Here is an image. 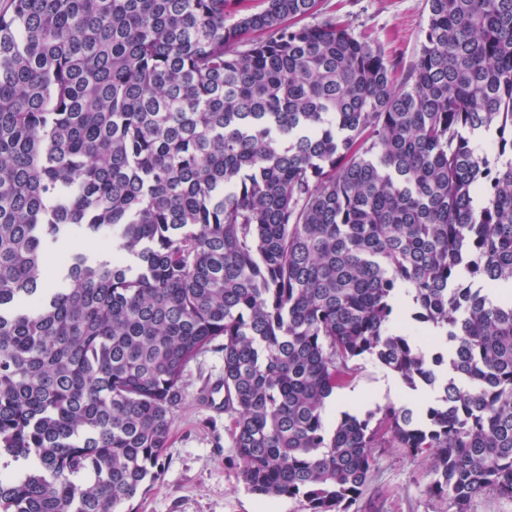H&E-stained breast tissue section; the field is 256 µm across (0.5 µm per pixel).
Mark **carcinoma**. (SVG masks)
<instances>
[{
	"label": "carcinoma",
	"instance_id": "cac0c4a2",
	"mask_svg": "<svg viewBox=\"0 0 512 512\" xmlns=\"http://www.w3.org/2000/svg\"><path fill=\"white\" fill-rule=\"evenodd\" d=\"M244 2L0 10V512H120L218 340L251 493L348 512L391 443L454 512L512 497V0H426L400 83L321 0ZM369 358L436 402L329 422Z\"/></svg>",
	"mask_w": 512,
	"mask_h": 512
}]
</instances>
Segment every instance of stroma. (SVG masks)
<instances>
[{
	"mask_svg": "<svg viewBox=\"0 0 512 512\" xmlns=\"http://www.w3.org/2000/svg\"><path fill=\"white\" fill-rule=\"evenodd\" d=\"M320 15L342 17L356 35L379 42L402 78L423 39L427 9L425 0H322ZM223 370V355L213 347L187 365L186 400L173 414L161 473L132 500L133 512H306L303 499L263 498L239 480L225 431L229 417L199 399ZM408 396L397 375L365 360L353 380L327 400L326 412L334 419L343 411L400 405ZM374 456L370 479L349 512H448L447 500L430 491L431 455L386 445Z\"/></svg>",
	"mask_w": 512,
	"mask_h": 512,
	"instance_id": "stroma-1",
	"label": "stroma"
}]
</instances>
